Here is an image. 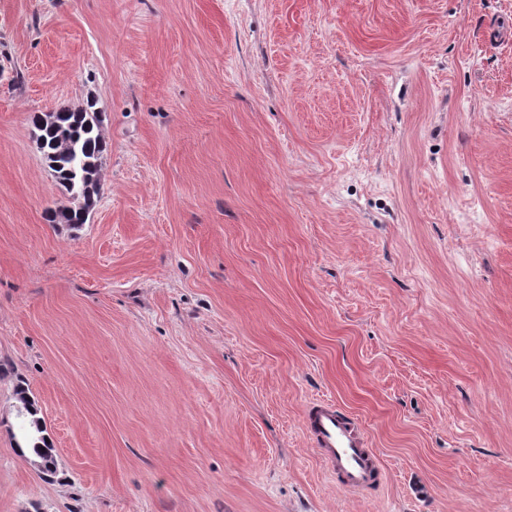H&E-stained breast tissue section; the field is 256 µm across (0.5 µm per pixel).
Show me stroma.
Wrapping results in <instances>:
<instances>
[{
	"label": "stroma",
	"mask_w": 512,
	"mask_h": 512,
	"mask_svg": "<svg viewBox=\"0 0 512 512\" xmlns=\"http://www.w3.org/2000/svg\"><path fill=\"white\" fill-rule=\"evenodd\" d=\"M512 0H0V512H512ZM96 101L86 223L32 134ZM53 474L17 451V384ZM330 399L382 482L304 428Z\"/></svg>",
	"instance_id": "1"
}]
</instances>
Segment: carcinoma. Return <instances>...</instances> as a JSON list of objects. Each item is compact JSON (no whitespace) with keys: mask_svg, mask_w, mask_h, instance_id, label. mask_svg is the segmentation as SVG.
Here are the masks:
<instances>
[{"mask_svg":"<svg viewBox=\"0 0 512 512\" xmlns=\"http://www.w3.org/2000/svg\"><path fill=\"white\" fill-rule=\"evenodd\" d=\"M96 103L84 107L59 106L45 117L33 115L38 146L52 176L69 196L77 201L73 206L57 207L46 211L50 224L78 225L84 223V214L90 212L101 191L100 167L109 144L104 136L101 113ZM22 404L20 417L27 430V444L39 459L45 472L56 468L55 448L43 435L40 419L35 417L34 401L20 386L16 391Z\"/></svg>","mask_w":512,"mask_h":512,"instance_id":"1","label":"carcinoma"}]
</instances>
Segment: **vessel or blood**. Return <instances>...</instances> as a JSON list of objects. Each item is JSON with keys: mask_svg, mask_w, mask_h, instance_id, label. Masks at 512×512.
I'll use <instances>...</instances> for the list:
<instances>
[{"mask_svg": "<svg viewBox=\"0 0 512 512\" xmlns=\"http://www.w3.org/2000/svg\"><path fill=\"white\" fill-rule=\"evenodd\" d=\"M304 425L319 447L325 448V462L340 474L348 489L359 490L381 477L376 455L369 441L354 426L348 425L335 404L312 402L304 415Z\"/></svg>", "mask_w": 512, "mask_h": 512, "instance_id": "obj_1", "label": "vessel or blood"}]
</instances>
